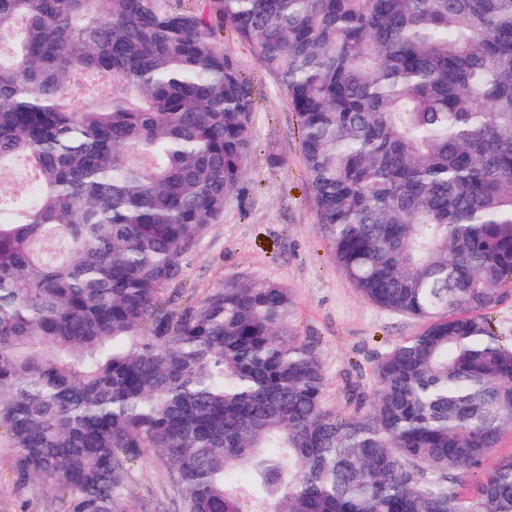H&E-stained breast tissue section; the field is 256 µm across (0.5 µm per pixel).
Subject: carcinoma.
<instances>
[{"instance_id":"obj_1","label":"carcinoma","mask_w":512,"mask_h":512,"mask_svg":"<svg viewBox=\"0 0 512 512\" xmlns=\"http://www.w3.org/2000/svg\"><path fill=\"white\" fill-rule=\"evenodd\" d=\"M298 118L316 224L368 301L424 321L326 406L290 289L163 303L236 197L254 103ZM0 446L17 487L120 512L170 461L185 512H512V0H0ZM493 329L500 336L512 338V296L499 303L491 312Z\"/></svg>"}]
</instances>
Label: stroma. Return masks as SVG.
Returning a JSON list of instances; mask_svg holds the SVG:
<instances>
[{
  "mask_svg": "<svg viewBox=\"0 0 512 512\" xmlns=\"http://www.w3.org/2000/svg\"><path fill=\"white\" fill-rule=\"evenodd\" d=\"M222 35L224 49L240 61L253 87L252 153L242 191L187 259L172 306L198 304L233 277L290 289L293 324L326 375V403L342 411L348 393L372 391L378 357L421 323L364 299L337 265L316 224L295 112L255 46L231 28ZM6 454L0 447V512H62V497L54 491L17 490ZM121 510L183 512L181 489L164 459L148 453L128 463Z\"/></svg>",
  "mask_w": 512,
  "mask_h": 512,
  "instance_id": "1",
  "label": "stroma"
}]
</instances>
